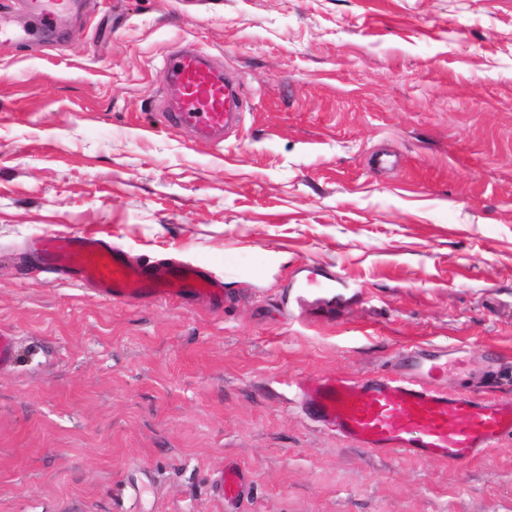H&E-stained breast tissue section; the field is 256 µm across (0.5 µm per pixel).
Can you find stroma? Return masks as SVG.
<instances>
[{
  "mask_svg": "<svg viewBox=\"0 0 512 512\" xmlns=\"http://www.w3.org/2000/svg\"><path fill=\"white\" fill-rule=\"evenodd\" d=\"M81 2L0 42V512H512V436L383 455L295 396L432 345L437 386L512 398V0ZM186 44L240 83L216 146L163 118ZM82 234L224 302L107 300L32 246ZM305 265L346 282L331 320ZM302 272H306V274L304 275L302 285L303 294L299 295L296 299L299 305L323 309V303L325 302L323 297H317L310 301L307 295L325 294L334 291L335 288L342 287L340 280L336 276L325 277V280H322L318 278L320 275L312 268H305ZM247 483L245 472L234 463L227 464L222 474L220 488L221 493L231 500L237 499Z\"/></svg>",
  "mask_w": 512,
  "mask_h": 512,
  "instance_id": "35a3bbf8",
  "label": "stroma"
}]
</instances>
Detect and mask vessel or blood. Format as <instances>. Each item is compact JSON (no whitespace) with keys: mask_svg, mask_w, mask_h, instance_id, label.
Returning a JSON list of instances; mask_svg holds the SVG:
<instances>
[{"mask_svg":"<svg viewBox=\"0 0 512 512\" xmlns=\"http://www.w3.org/2000/svg\"><path fill=\"white\" fill-rule=\"evenodd\" d=\"M76 4L77 0H24L25 11L39 24L20 31V38L37 37L41 29L53 25L59 12ZM164 68L166 121L188 128L200 142L222 141L225 130L240 118L237 80L191 47L169 53ZM44 254L49 266L73 269L76 282L92 284L108 299L205 295L218 301L224 296L223 281L204 267L166 260L133 265L122 249L104 239L51 237ZM340 285L336 277L322 279L316 270L307 269L297 302L322 308L324 294ZM447 364L443 351L421 346L400 360L395 374L304 378L297 384L298 399L315 423L360 447L377 453L403 451L427 461L463 462L512 435V400L491 401L468 391L440 390L432 380ZM246 483L240 467L225 466L223 495L237 499Z\"/></svg>","mask_w":512,"mask_h":512,"instance_id":"vessel-or-blood-1","label":"vessel or blood"}]
</instances>
